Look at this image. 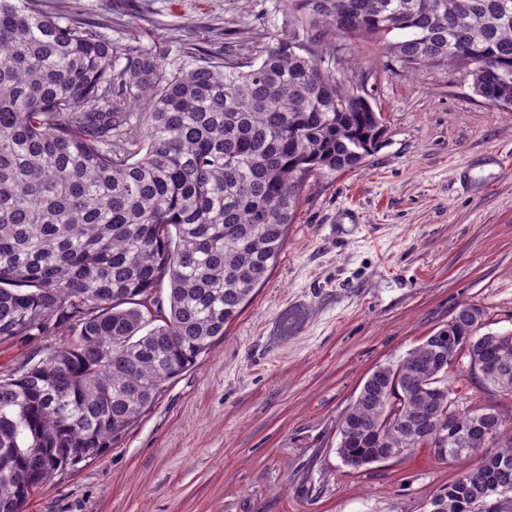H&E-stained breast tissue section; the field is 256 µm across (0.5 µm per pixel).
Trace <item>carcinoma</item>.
<instances>
[{
	"label": "carcinoma",
	"mask_w": 512,
	"mask_h": 512,
	"mask_svg": "<svg viewBox=\"0 0 512 512\" xmlns=\"http://www.w3.org/2000/svg\"><path fill=\"white\" fill-rule=\"evenodd\" d=\"M296 2L297 32L248 70L208 53L168 75L96 23L0 0V342L67 332L0 377V512L112 447L267 281L307 181L363 167L383 141L382 113L313 46L370 39L404 66H462L477 95L512 108L503 0ZM114 93L148 107L125 112ZM484 327L463 304L393 371L375 368L338 422L345 465L417 448L476 458L434 494L444 512H470V474L512 486V441L481 444L507 419L456 412L465 397L448 385L459 355L512 389V332Z\"/></svg>",
	"instance_id": "1"
}]
</instances>
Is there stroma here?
Listing matches in <instances>:
<instances>
[{
	"label": "stroma",
	"mask_w": 512,
	"mask_h": 512,
	"mask_svg": "<svg viewBox=\"0 0 512 512\" xmlns=\"http://www.w3.org/2000/svg\"><path fill=\"white\" fill-rule=\"evenodd\" d=\"M160 52L260 62L293 30L290 0H39ZM342 84L386 119L353 172L309 179L269 279L193 366L104 455L58 475L25 512H422L463 462L427 448L357 472L336 448L367 376L422 343L465 303L512 331V108L464 69L402 66L371 41L320 44ZM472 405L509 422L512 394L480 376Z\"/></svg>",
	"instance_id": "35a3bbf8"
}]
</instances>
